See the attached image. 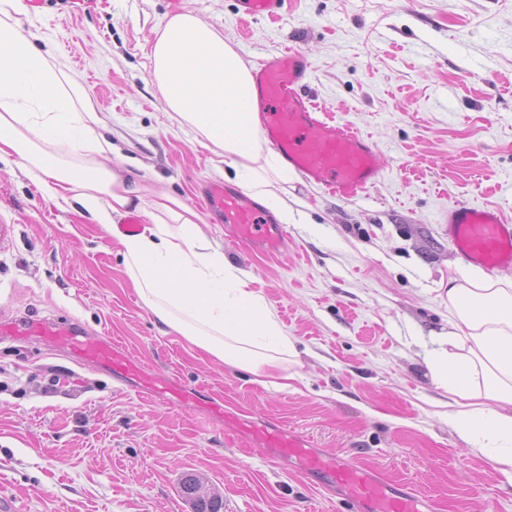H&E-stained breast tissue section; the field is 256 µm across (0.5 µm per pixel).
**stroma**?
Returning a JSON list of instances; mask_svg holds the SVG:
<instances>
[{"mask_svg": "<svg viewBox=\"0 0 512 512\" xmlns=\"http://www.w3.org/2000/svg\"><path fill=\"white\" fill-rule=\"evenodd\" d=\"M247 62L293 47L318 105L371 138L383 173L342 201L293 176L287 247L274 256L205 235L255 278L300 352L288 386L191 348L139 299L114 238L0 161V313L67 316L121 341L147 370L297 429L390 479L433 512H512V474L448 423L424 363L451 326L439 296L461 262L443 214L465 200L512 218V0H288L279 22L240 0H181ZM169 0H44L21 12L94 99L102 132L148 188L196 206L227 165L171 120L148 55ZM198 474L223 512H347L331 489L273 465L200 407H172L74 363L39 337L0 341V493L20 512H192Z\"/></svg>", "mask_w": 512, "mask_h": 512, "instance_id": "1", "label": "stroma"}]
</instances>
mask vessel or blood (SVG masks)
<instances>
[{
    "label": "vessel or blood",
    "mask_w": 512,
    "mask_h": 512,
    "mask_svg": "<svg viewBox=\"0 0 512 512\" xmlns=\"http://www.w3.org/2000/svg\"><path fill=\"white\" fill-rule=\"evenodd\" d=\"M249 18H282L286 0H240ZM263 116V138L282 161L305 181L325 186L350 199L373 187L382 176L378 150L371 139L349 125L330 119L309 97L310 65L298 49L286 47L259 58L252 70ZM197 198L223 224L230 242L260 253L285 247L288 233L276 218L243 192L219 182H205ZM448 239L457 256L487 274L512 268V221L496 207L468 202L449 204L444 215ZM41 337L48 346L64 350L78 365L108 372L140 393L177 405L191 397L176 376L148 374L121 342L105 331L91 333L73 320L0 318V339ZM247 444L264 449L274 462L292 463L300 475L335 488L353 512H431L404 482L353 464L346 456L318 448L301 432L279 423L250 424L210 404Z\"/></svg>",
    "instance_id": "obj_1"
}]
</instances>
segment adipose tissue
Here are the masks:
<instances>
[{"label":"adipose tissue","mask_w":512,"mask_h":512,"mask_svg":"<svg viewBox=\"0 0 512 512\" xmlns=\"http://www.w3.org/2000/svg\"><path fill=\"white\" fill-rule=\"evenodd\" d=\"M19 12V0H0V160L17 158L45 196L77 204L117 232L141 300L191 346L257 376L293 362L292 338L251 278L201 235L202 216L165 190L145 193L122 166L106 164L113 146L98 131L91 96L51 49L35 45ZM150 61L171 119L210 142L236 182L288 220L289 170L263 146L250 67L223 33L190 11L166 17ZM132 210L148 226L118 233L117 218ZM443 295L454 330L426 366L452 397L448 423L512 471V280L462 271Z\"/></svg>","instance_id":"adipose-tissue-1"}]
</instances>
